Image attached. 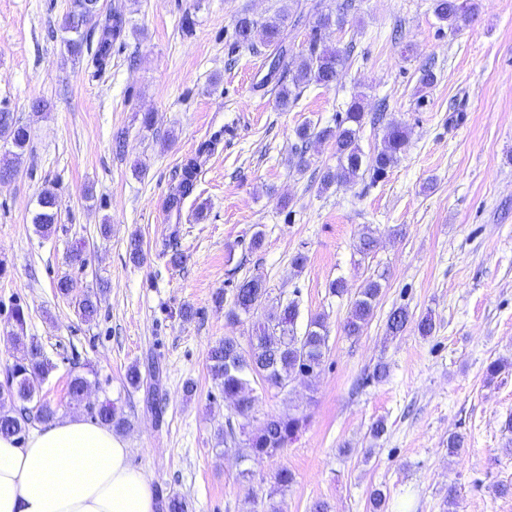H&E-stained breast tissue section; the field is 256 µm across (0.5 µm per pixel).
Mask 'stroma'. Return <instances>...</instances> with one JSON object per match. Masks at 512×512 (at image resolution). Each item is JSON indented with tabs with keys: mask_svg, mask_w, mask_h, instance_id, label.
I'll return each mask as SVG.
<instances>
[{
	"mask_svg": "<svg viewBox=\"0 0 512 512\" xmlns=\"http://www.w3.org/2000/svg\"><path fill=\"white\" fill-rule=\"evenodd\" d=\"M102 3L125 27L100 72L90 53L65 51L60 24L71 0H0V108L31 134L17 175L0 184V380L17 355L10 315L19 305L26 338L54 364L41 398L59 416L84 419L89 406L111 400L131 423L123 435L131 465L156 494L184 496L192 512H251L248 487L271 491L282 466L294 480L274 493L280 512H310L317 501L331 512H370L376 488L386 512H444L452 486L456 512H512V495L496 492L512 483L503 433L512 366L486 381L491 361L512 363V0H480L455 30L435 16L433 0H353L344 26L321 32L324 45L349 53L338 81L304 88L285 109L278 86L261 82L271 47L259 33L253 48L237 46L235 21L245 13L264 22L288 0ZM425 67L436 80L424 88ZM355 95L369 112L386 101V122L409 129V146L379 181L366 175L319 190L314 174L335 165L332 146L312 143L310 167L298 171L295 131L332 124ZM36 98L49 109L35 112ZM146 112L155 116L149 130ZM209 140L197 189L180 220H169V189ZM47 187L60 211L44 237L32 215ZM366 225L379 244L364 255ZM79 242L81 266L68 258ZM173 248L181 266L167 262ZM300 252L307 261L297 272L291 259ZM64 276L74 296L96 294L95 321L58 294ZM252 276L272 300L298 302L299 326L325 315L328 349L311 382L282 392L254 384L257 418L297 410L308 423L276 457L243 464L218 440L231 411L208 352L227 336L247 342L251 320L229 323L213 297L232 300ZM377 276L372 319L346 336L353 294ZM338 278L348 294L330 292ZM399 306L433 312L432 336H387ZM187 307L192 317H183ZM151 361L160 368L158 417L146 390L125 382L128 366ZM380 362L389 373L378 382L371 373ZM76 374L91 383L79 403L68 395ZM379 419L386 433L375 440L369 430ZM454 433L464 446L452 457Z\"/></svg>",
	"mask_w": 512,
	"mask_h": 512,
	"instance_id": "stroma-1",
	"label": "stroma"
}]
</instances>
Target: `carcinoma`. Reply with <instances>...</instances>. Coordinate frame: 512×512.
<instances>
[{
    "instance_id": "cac0c4a2",
    "label": "carcinoma",
    "mask_w": 512,
    "mask_h": 512,
    "mask_svg": "<svg viewBox=\"0 0 512 512\" xmlns=\"http://www.w3.org/2000/svg\"><path fill=\"white\" fill-rule=\"evenodd\" d=\"M352 0H343L336 6V14L321 13L317 25L312 28L308 53L288 56L284 34L290 10L283 9L275 17L262 24L265 43L274 47L277 58L271 70L262 79L267 84L276 81L279 87V105L286 108L298 99L301 88L312 83L329 87L339 78L347 55L338 48L320 46V31L331 25H342L346 21ZM479 10L477 0H434V13L438 19L448 22V27L458 24L475 15ZM98 26L101 36L92 54V61L99 67L107 64L111 54L112 41L117 39L125 26L120 14L102 16L99 3L92 0H72L71 8L64 16L61 30L67 34L63 38L67 51L72 55L83 52L88 44L86 30ZM257 23L247 16L237 20L235 25L236 43L240 47L254 46L253 37ZM295 68L292 82L285 83L288 66ZM380 121L377 115L364 111L360 98H354L346 112L336 117L335 125L322 128L304 125L297 129V142L294 156L298 170L309 167L306 157L308 145L312 141L333 143L336 166L320 175V190L325 191L334 184H351L364 174L375 181L387 175L405 153L409 145V131L406 127L389 123L383 127L381 147L367 155L361 148V133L365 126H376ZM0 138L11 143L16 152L12 157L0 159V174L17 173L14 157L27 146L30 133L27 126L14 118L12 112L0 109ZM213 142H204L197 151V157L187 161L182 167L179 179L167 194L165 209L168 217L181 218L182 207L187 198L196 190L200 163L198 158L212 151ZM59 199L52 188L42 191L38 199V209L32 216L43 236L51 235L56 224ZM381 293V283L377 279L366 281L351 302L344 322V332L348 336H358L373 316L376 301ZM75 308L82 320L90 322L97 315L96 296L86 294L75 299ZM299 315L298 303H270L269 291L259 277L243 280L235 288L233 302L225 313L228 321L235 323L245 316L254 320L253 334L247 346H242L235 336H226L209 350V370L212 379L221 388L224 400L228 402L232 414L236 416L239 428L247 430L243 446H234L235 453L243 461L251 458H273L289 441L307 425L308 416L303 413L288 412L267 415L257 419L255 398L251 383L261 379L269 387L283 391L294 381L306 382L317 376L324 363L327 351V328L325 317L316 315L308 321L305 330L297 332L296 320ZM11 318L17 332L13 340L18 346L20 357L8 369L6 379L0 384V434L21 440L33 422L45 424L56 418V409L35 396L44 381L54 369L53 363L44 355L41 346L35 342L25 343L20 333L24 332L26 314L21 306L12 310ZM410 323L408 311L399 307L392 310L386 323L390 336L402 334ZM92 416L100 423L112 427L117 432L130 428L129 420L117 411L108 400L91 409ZM293 482V474L286 467L278 468L273 475V488L267 494L287 488ZM190 505L185 497L172 492L160 499L159 512H189Z\"/></svg>"
}]
</instances>
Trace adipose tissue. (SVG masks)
<instances>
[{"label": "adipose tissue", "instance_id": "obj_1", "mask_svg": "<svg viewBox=\"0 0 512 512\" xmlns=\"http://www.w3.org/2000/svg\"><path fill=\"white\" fill-rule=\"evenodd\" d=\"M0 512H155L150 479L111 427L77 417L0 435Z\"/></svg>", "mask_w": 512, "mask_h": 512}]
</instances>
